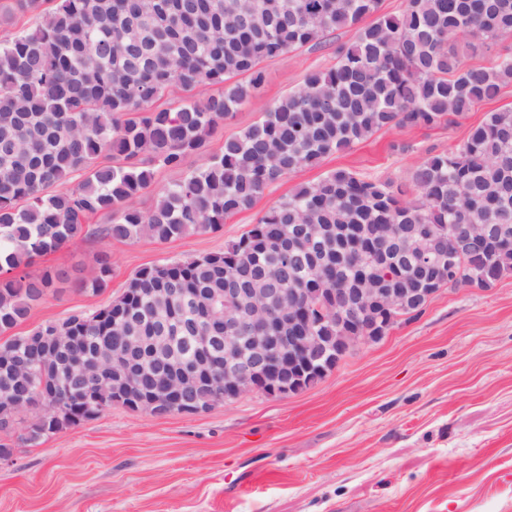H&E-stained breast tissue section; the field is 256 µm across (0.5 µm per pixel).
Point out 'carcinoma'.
<instances>
[{"label": "carcinoma", "instance_id": "obj_1", "mask_svg": "<svg viewBox=\"0 0 512 512\" xmlns=\"http://www.w3.org/2000/svg\"><path fill=\"white\" fill-rule=\"evenodd\" d=\"M381 0H52L31 30L0 41V358L24 356L32 369L17 382L21 397L39 407L17 418L20 441L35 446L63 429L98 417L58 418L44 408V391L80 383L81 365L98 358L122 330L107 325L112 310L132 301L145 322L154 298L170 296L169 316L187 336L198 316L189 298L197 288L233 286L302 258L309 241L300 224L323 232V270L293 265L285 289L336 288L364 273L389 288H438L448 265L422 268L417 240L448 234L453 224H497L512 238V108L488 113L460 143L430 153L413 170V195L392 180L338 168L297 186L256 219L222 252L140 268L124 292L91 313L63 323L79 336L70 366L45 355L55 322L26 334L34 306L67 274L37 259L77 238L167 243L219 231L251 208L278 179L319 165L383 129L447 126L512 82V0H407L399 16L380 13ZM368 24L362 21L369 17ZM356 39L336 46V63L306 74L301 90L274 103L257 122L208 144L220 122L263 86L264 64L339 28ZM482 52L489 65H465L457 43ZM178 88L174 107L156 101ZM203 164L167 187L145 210L137 200L158 174L187 156ZM107 223L93 227V216ZM394 233L406 244L396 277L365 262L388 253ZM93 276L78 287L100 293L112 277L110 256L95 254ZM457 272L477 288L512 276V248L476 251ZM323 336L348 323L311 316ZM206 411L222 403L207 384L194 393Z\"/></svg>", "mask_w": 512, "mask_h": 512}]
</instances>
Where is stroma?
Masks as SVG:
<instances>
[{
    "instance_id": "1",
    "label": "stroma",
    "mask_w": 512,
    "mask_h": 512,
    "mask_svg": "<svg viewBox=\"0 0 512 512\" xmlns=\"http://www.w3.org/2000/svg\"><path fill=\"white\" fill-rule=\"evenodd\" d=\"M341 28L265 65L266 81L211 138H226L331 67ZM512 107V85L457 123L385 129L283 177L219 232L167 243L75 239L43 257L70 280L32 310L23 331L93 311L138 269L223 250L301 184L346 168L409 182L428 153L462 141L486 113ZM409 144L406 152L394 150ZM112 257L101 293L73 280ZM0 512H512V278L442 290L382 340L355 348L309 388L281 399L246 391L206 412L156 416L115 405L0 462Z\"/></svg>"
}]
</instances>
